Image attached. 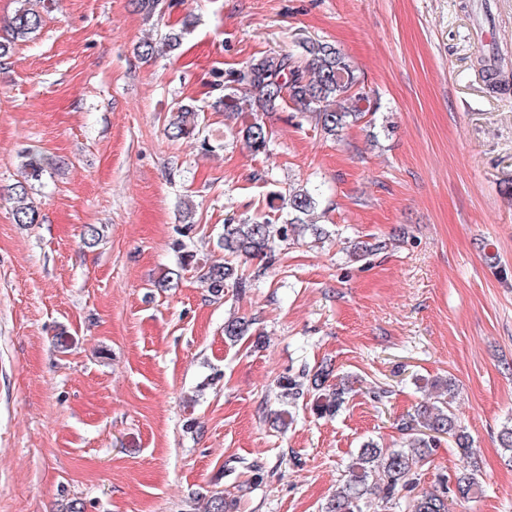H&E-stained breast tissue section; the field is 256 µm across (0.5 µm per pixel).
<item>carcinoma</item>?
<instances>
[{
  "label": "carcinoma",
  "mask_w": 512,
  "mask_h": 512,
  "mask_svg": "<svg viewBox=\"0 0 512 512\" xmlns=\"http://www.w3.org/2000/svg\"><path fill=\"white\" fill-rule=\"evenodd\" d=\"M13 15L4 26L6 35H0V59L8 56L12 45L28 38L43 22V15L35 8L33 0H15ZM305 57L301 65L291 52H274L252 60L243 69L215 73V84L224 88L217 105L226 112H250L255 106L273 108L284 99L290 100L298 111L306 113L320 126L321 131L335 136L348 125L371 111L370 99L359 88L355 70L346 56L335 46L320 41L306 40L299 44ZM173 118L167 125L170 137L188 138L195 134L198 109L176 102L172 106ZM244 142L255 152H262L269 142L265 123L257 118L246 122L237 131ZM48 158L40 152L29 151L23 156V180L10 188L14 220L18 224H36L39 212L30 197L32 182L41 180ZM280 209L286 211L283 221L270 215L248 220L229 219L219 246L224 250V262L198 265L201 278L216 297L228 287L243 290L247 279L235 275L231 260L268 259L276 241L301 237L307 231L319 237L325 230L318 226L315 213L318 200L310 191L300 189L286 197H279ZM250 329V323L240 317L224 321V338L236 343ZM333 369L320 365L308 383L288 379L282 384L284 394L295 397L308 387L318 393L320 415L334 416L343 406L352 386L341 383L330 385ZM433 387L441 390L442 399L421 404L414 413L401 419L400 431L407 436V447L385 448L369 439L363 442L347 465L348 477L329 499L325 512H363L367 496L380 493L389 503L403 488L418 483L419 472L439 437L454 438L461 453L474 455L468 433L458 423L453 410L455 384L449 379L433 380ZM498 439L505 458L512 463V420L506 421ZM476 470H464L455 476V493L468 499L479 491ZM410 512H448V496L435 491H423L410 505Z\"/></svg>",
  "instance_id": "cac0c4a2"
}]
</instances>
